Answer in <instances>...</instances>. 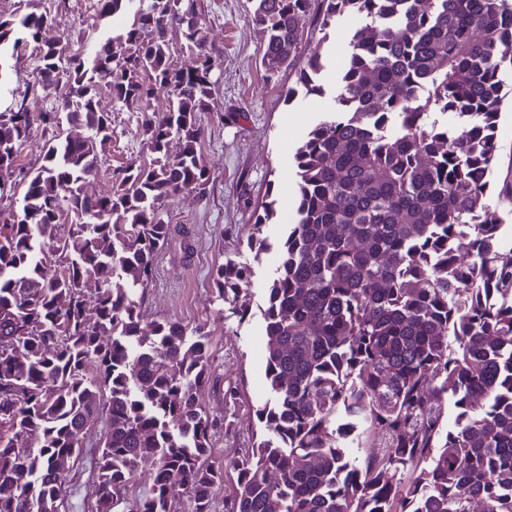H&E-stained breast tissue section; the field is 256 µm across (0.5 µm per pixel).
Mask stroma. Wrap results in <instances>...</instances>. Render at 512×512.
Wrapping results in <instances>:
<instances>
[{
	"label": "stroma",
	"instance_id": "stroma-1",
	"mask_svg": "<svg viewBox=\"0 0 512 512\" xmlns=\"http://www.w3.org/2000/svg\"><path fill=\"white\" fill-rule=\"evenodd\" d=\"M205 22L208 49L217 62V85L209 107L199 115L204 129L200 150L210 173L205 195L184 192L169 199L164 219L172 226V239L159 252L152 282L143 295L145 320L175 318L188 327H203L210 342V368L214 380L199 394L205 410L231 422L232 430H215L211 439L216 464L240 455L261 435L255 411L270 399L265 378V336L259 308L277 266L271 250L253 256L247 240L253 231L254 210L267 192L279 198L277 221L264 225L263 234L277 239L282 225L291 222L294 187L293 155L311 127L332 107L329 96L344 64L352 32L360 19L348 15L328 33L306 25L301 54L293 67L267 77L262 65L260 36L250 22L248 0H197ZM55 34L111 32V18L102 16L98 0H42ZM331 50L322 75L326 96L297 97L286 101L300 69L306 67L319 39ZM36 48H28L15 62L21 80L0 85V111L24 101L28 111L51 109L53 98L27 90L34 79ZM99 111L112 115V141L107 160L86 184L88 193L107 194L116 169L150 163L152 155L141 134L142 115L119 107L105 87H98ZM193 251L185 253L183 240ZM249 264L252 274L246 294L254 308L242 323L225 324L223 304L215 297L213 275L226 258ZM236 398H225L227 388ZM105 431L104 421L91 424L83 436L76 467L65 481L66 512H92V491L97 479V446Z\"/></svg>",
	"mask_w": 512,
	"mask_h": 512
}]
</instances>
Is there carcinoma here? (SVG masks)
<instances>
[{
  "label": "carcinoma",
  "mask_w": 512,
  "mask_h": 512,
  "mask_svg": "<svg viewBox=\"0 0 512 512\" xmlns=\"http://www.w3.org/2000/svg\"><path fill=\"white\" fill-rule=\"evenodd\" d=\"M196 2L100 0L104 15L134 10L132 26L72 52L47 13L0 16V83L33 43L31 87L58 102L0 112V201L21 193L0 211V512H61L99 418L97 512H173L183 496L211 512L232 474L225 512H512V246L491 188L512 0H317L321 29L347 14L362 24L332 111L294 154V223L260 307L262 439L222 467L219 422L197 400L211 380L207 334L144 320L137 298L172 234L165 202L209 183L198 114L214 62ZM252 3L271 78L295 62L311 0ZM172 27L195 67L177 64ZM324 68L317 47L286 100L325 95ZM101 85L143 112L153 159L95 196L85 184L113 134ZM65 122L85 134L61 136ZM34 124L55 135L25 172ZM248 273L231 258L216 268L226 323L248 313ZM351 447L370 452L353 461ZM145 462L154 483L133 503Z\"/></svg>",
  "instance_id": "1"
}]
</instances>
